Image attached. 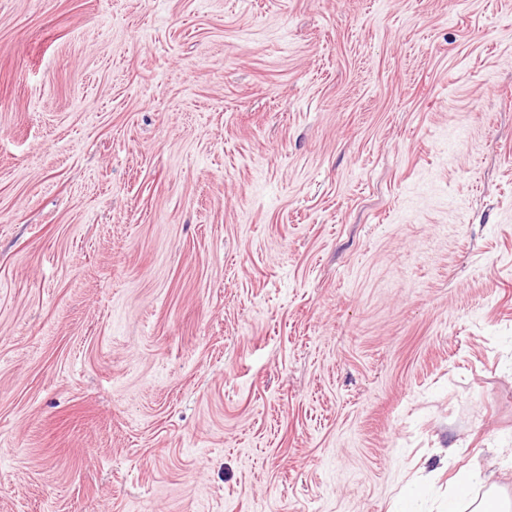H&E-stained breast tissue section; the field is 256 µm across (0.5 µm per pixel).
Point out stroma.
<instances>
[{
  "mask_svg": "<svg viewBox=\"0 0 512 512\" xmlns=\"http://www.w3.org/2000/svg\"><path fill=\"white\" fill-rule=\"evenodd\" d=\"M511 458L512 0H0V512Z\"/></svg>",
  "mask_w": 512,
  "mask_h": 512,
  "instance_id": "obj_1",
  "label": "stroma"
}]
</instances>
